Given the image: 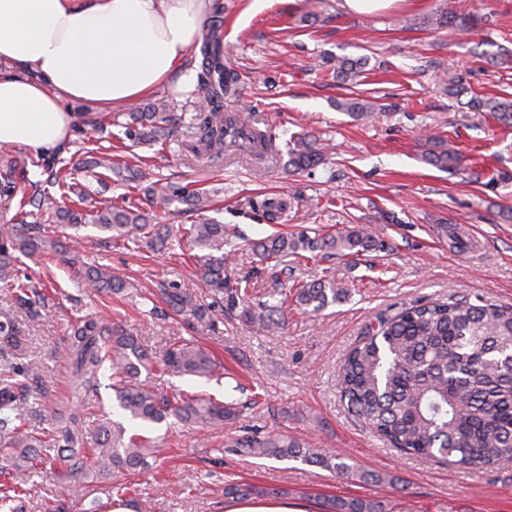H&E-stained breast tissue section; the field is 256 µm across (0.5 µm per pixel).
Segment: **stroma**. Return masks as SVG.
<instances>
[{
    "mask_svg": "<svg viewBox=\"0 0 512 512\" xmlns=\"http://www.w3.org/2000/svg\"><path fill=\"white\" fill-rule=\"evenodd\" d=\"M441 5L481 21L465 33L435 27L432 18ZM209 13L224 20V62L238 75L225 111L271 126L281 145L292 135L313 134L324 148L323 162L296 174L284 162L242 155L225 158L220 169L189 164L185 143L200 106L188 92L166 86L142 103L168 101L176 116L172 133L165 143L147 142L125 153L147 160L146 182H192L216 200L219 221L239 233L230 277L250 273L259 292L276 285L289 292L331 268L348 295L317 313L286 303L281 329L269 335L239 309L213 305L208 289L193 282V258L179 246L153 254L90 226L46 225L48 235H76L80 243L65 260L35 255L16 261L37 319L27 320L12 289L0 285V319L26 320V354L42 368V383L29 391L32 428L53 429V409L70 396L71 369L62 350L82 316L121 325L156 358L176 339L197 341L215 357L211 379L154 369L142 371L141 381L169 398L203 395L235 404L240 417L204 429L172 416L141 426L140 434L160 450L157 468L115 479L80 475L77 495L70 483L43 474L16 485L9 451L0 447V497L9 496L14 512H114L119 505L131 512L143 499L152 512H222L225 486L247 483L303 501L309 512H323L327 498H369L400 512H512V465L461 467L399 452L348 410L337 387L344 356L378 316L451 298L512 305V220L499 213L500 204H512V128L489 112L471 110L466 96L449 94L440 80L442 72L458 73L481 97L512 96V62L498 56L500 49L512 51V0H412L376 15L344 11L341 0H212ZM341 58L364 62L346 84L335 78ZM352 99L380 109L370 119H355L344 107ZM69 110L75 122L64 148L48 157L10 148V155H25L28 180H45L48 168L81 159L89 142L117 144L125 131L123 112L76 103ZM440 140L459 152L456 168L423 161ZM160 149L163 165L152 167ZM71 181L96 201L138 194L125 181H97L87 168L73 171ZM267 197L294 199L284 219L288 231L322 234L368 225L385 247L364 253L354 265L311 253L289 261L288 273L271 279L267 263L250 248L276 231L262 216ZM97 262L125 280V295L86 291L83 271ZM172 281L193 283V297L208 307V316L173 313L158 289ZM81 410L89 429L104 416L126 419L105 375ZM247 430L285 432L329 452L343 451L357 474L343 477L299 461L235 452L231 438ZM369 471L385 474V481L360 480Z\"/></svg>",
    "mask_w": 512,
    "mask_h": 512,
    "instance_id": "35a3bbf8",
    "label": "stroma"
}]
</instances>
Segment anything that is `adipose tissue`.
I'll use <instances>...</instances> for the list:
<instances>
[{
	"label": "adipose tissue",
	"instance_id": "obj_1",
	"mask_svg": "<svg viewBox=\"0 0 512 512\" xmlns=\"http://www.w3.org/2000/svg\"><path fill=\"white\" fill-rule=\"evenodd\" d=\"M210 0H0V147L48 154L75 116L65 102L125 107L185 60Z\"/></svg>",
	"mask_w": 512,
	"mask_h": 512
}]
</instances>
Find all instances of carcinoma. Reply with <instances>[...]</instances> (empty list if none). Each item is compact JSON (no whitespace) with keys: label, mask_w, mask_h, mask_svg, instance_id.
<instances>
[{"label":"carcinoma","mask_w":512,"mask_h":512,"mask_svg":"<svg viewBox=\"0 0 512 512\" xmlns=\"http://www.w3.org/2000/svg\"><path fill=\"white\" fill-rule=\"evenodd\" d=\"M201 42L202 74L196 87L209 110L194 117L192 128L198 136L197 157L218 164L224 148L246 143L250 138L269 149V155L288 156V167L305 171L323 160L317 139L308 133L291 137L286 150L276 145L266 129H260L238 112L224 111V98L235 94L237 74L224 65L221 21L214 19L197 36ZM467 105L488 110L505 125H512V101L473 96ZM167 103L161 101L147 108L134 106L127 113L128 137L163 136ZM426 161L448 169L458 161L457 153L443 144L428 152ZM112 174L125 175L127 181H142L145 175L114 158L94 161ZM26 168V161L0 157V211L11 214L9 223L0 225V280L15 289L18 300L27 304L28 286L14 278L13 263L17 255L54 257L67 253L58 239L44 234L27 221L30 205L43 211L49 224H64L78 229L91 224L113 239L141 241L151 250L169 248L172 227L153 224L152 212H166L176 202L207 212L214 200L206 191L172 181L142 188L147 207L126 199L103 201L87 210V197L72 189L68 174L50 172L46 183L57 188H35L27 195L26 185L16 175ZM293 203L286 198H268L262 203V216L275 223ZM191 248L204 251L198 274L217 299L227 298L242 306L246 320L270 332L279 326L274 319L278 306L263 300L254 301L251 281L245 277L235 282L226 274L235 253L233 234L226 225L205 221L180 228ZM376 244V239L362 226L309 236L304 232H279L253 243L254 250L265 260L278 262L291 255L304 257L306 252H332L341 257H355ZM85 285L98 293L122 294L127 285L112 275L106 265H91L84 271ZM169 305L195 318L205 311L193 303L190 287L171 284L164 289ZM347 295L336 286L335 273L323 279L303 283L296 291V302L318 312ZM21 347L20 323L13 318L0 320V355L12 357L8 372L0 371V444L10 450L11 468L18 476H28L39 463L53 467L57 476L72 473L92 455L91 468L99 476L135 472L152 468L159 449L146 437L127 434L121 423L98 424L94 448H87V432L76 404L94 388L103 366H108L112 390L120 408L130 420L141 424H158L173 415L195 427H212L238 417L232 403L211 398L192 397L170 400L158 396L140 381L141 369L150 365L147 354L137 340L118 326H107L92 317H81L66 337V353L72 366L71 400L55 411L56 425L46 438L30 431L25 424L26 396L29 381L41 378L40 366L33 362H16ZM164 370L196 378L212 376L216 364L211 353L192 342H177L161 361ZM338 386L349 410L360 416L378 435L399 451L420 457H457L465 466L494 467L512 463V306L474 304L466 299L428 302L402 309L378 319L369 326L360 341L346 354L338 372ZM229 447L255 458L295 460L318 465L340 475L353 476L354 468L342 453L328 454L312 447L307 440L286 433L264 436L241 435ZM325 512H385L377 500L363 498L329 499Z\"/></svg>","instance_id":"carcinoma-1"}]
</instances>
